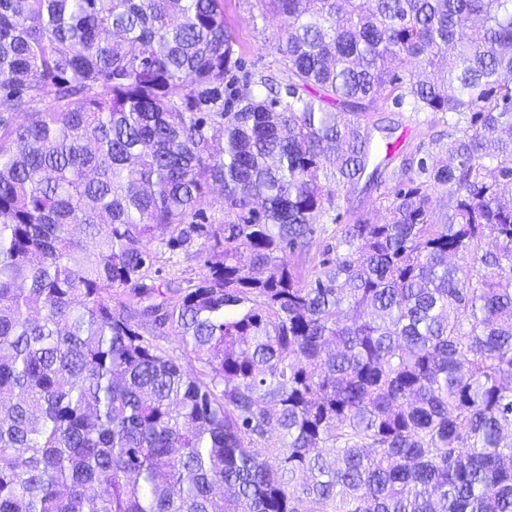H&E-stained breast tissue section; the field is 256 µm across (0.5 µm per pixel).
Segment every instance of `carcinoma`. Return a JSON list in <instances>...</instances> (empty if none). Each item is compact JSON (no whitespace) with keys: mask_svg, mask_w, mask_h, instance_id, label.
I'll return each instance as SVG.
<instances>
[{"mask_svg":"<svg viewBox=\"0 0 512 512\" xmlns=\"http://www.w3.org/2000/svg\"><path fill=\"white\" fill-rule=\"evenodd\" d=\"M257 2L279 79L224 0H0V512H512V0ZM381 100L448 139L344 223ZM224 8L241 43L244 71L253 74L279 75L280 56L274 52L284 19L273 14L261 15L256 0H224ZM392 184H382L378 189H362L359 185L356 189H346L341 186L331 184L330 191L339 205L341 213L347 210L368 213L375 220H381L385 215V204L383 194L390 190ZM196 248L200 247L197 245L188 255L179 253L174 256L165 250L157 249L152 267V275L157 282L172 280L183 288H193L198 284L207 270L200 256L193 253ZM160 344L174 356L178 357L179 363L187 370L199 368V365L193 357L184 355L183 342L181 336L176 332L168 330L166 336L160 341Z\"/></svg>","mask_w":512,"mask_h":512,"instance_id":"1","label":"carcinoma"}]
</instances>
